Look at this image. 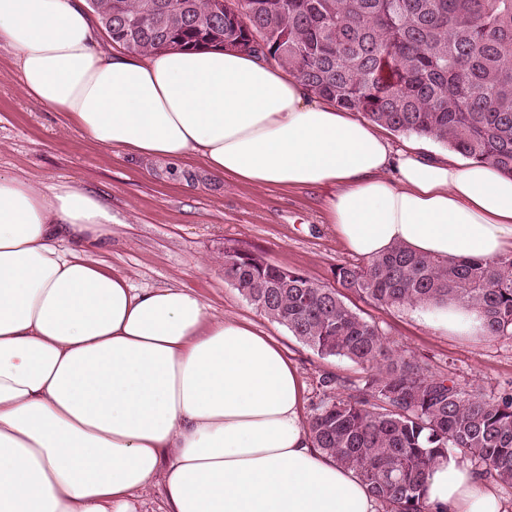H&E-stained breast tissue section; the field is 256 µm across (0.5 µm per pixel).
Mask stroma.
Segmentation results:
<instances>
[{
	"label": "stroma",
	"instance_id": "35a3bbf8",
	"mask_svg": "<svg viewBox=\"0 0 512 512\" xmlns=\"http://www.w3.org/2000/svg\"><path fill=\"white\" fill-rule=\"evenodd\" d=\"M16 52L0 44V174L43 188L67 181L99 193L112 208V235L98 256L134 287L195 291L217 315L245 319L272 339L298 370L303 412L312 415L324 377L357 380L358 365L324 357L260 314L224 279L225 243L262 251L274 264L335 286L336 269L356 263L311 188H259L211 176L202 158L185 163L134 159L89 142L62 113L21 90ZM348 304L376 323L389 345L416 353L432 372L485 394H512V339L451 336L415 308L380 306L358 295Z\"/></svg>",
	"mask_w": 512,
	"mask_h": 512
}]
</instances>
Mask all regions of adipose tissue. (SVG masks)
Here are the masks:
<instances>
[{
	"instance_id": "adipose-tissue-1",
	"label": "adipose tissue",
	"mask_w": 512,
	"mask_h": 512,
	"mask_svg": "<svg viewBox=\"0 0 512 512\" xmlns=\"http://www.w3.org/2000/svg\"><path fill=\"white\" fill-rule=\"evenodd\" d=\"M1 42L23 92L89 141L322 190L359 257L396 245L512 255V176L393 147L276 62L231 49L108 55L84 0H0ZM111 234L98 194L0 175V512H130L157 481L165 512H380L314 448L303 384L278 347L194 291L133 288L96 255ZM423 317L452 336L484 333L457 303ZM424 499L431 512H512L452 453Z\"/></svg>"
}]
</instances>
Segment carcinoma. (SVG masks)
<instances>
[{"mask_svg": "<svg viewBox=\"0 0 512 512\" xmlns=\"http://www.w3.org/2000/svg\"><path fill=\"white\" fill-rule=\"evenodd\" d=\"M112 43L150 55L253 43L315 96L393 132L440 143L512 175V0H90ZM224 279L257 311L322 356L344 357L356 382L323 381L308 422L314 446L352 470L384 512H428L436 458L469 457L512 485V395L498 398L429 372L387 346L382 329L340 288L385 307L459 303L485 337L512 338V256L455 261L397 245L321 285L263 256L225 245Z\"/></svg>", "mask_w": 512, "mask_h": 512, "instance_id": "cac0c4a2", "label": "carcinoma"}]
</instances>
